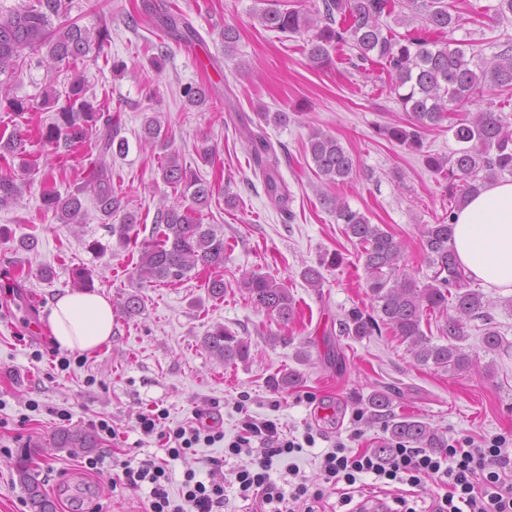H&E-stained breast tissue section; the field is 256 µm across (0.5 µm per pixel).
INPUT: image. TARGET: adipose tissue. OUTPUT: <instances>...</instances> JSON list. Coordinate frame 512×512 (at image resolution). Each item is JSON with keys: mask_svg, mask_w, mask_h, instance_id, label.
<instances>
[{"mask_svg": "<svg viewBox=\"0 0 512 512\" xmlns=\"http://www.w3.org/2000/svg\"><path fill=\"white\" fill-rule=\"evenodd\" d=\"M453 244L459 263L487 287L512 293V181L481 188L458 211ZM46 323L63 350L89 352L110 342V302L93 292L64 291L48 305Z\"/></svg>", "mask_w": 512, "mask_h": 512, "instance_id": "ef3b65f1", "label": "adipose tissue"}]
</instances>
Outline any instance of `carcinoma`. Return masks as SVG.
Instances as JSON below:
<instances>
[{
	"label": "carcinoma",
	"mask_w": 512,
	"mask_h": 512,
	"mask_svg": "<svg viewBox=\"0 0 512 512\" xmlns=\"http://www.w3.org/2000/svg\"><path fill=\"white\" fill-rule=\"evenodd\" d=\"M73 0H18L15 7L0 10V112L16 117L30 110L27 100L10 95V83L23 71L28 54L45 50L38 65L47 69L57 65L77 68L88 55L99 56L112 33L104 22L88 28L70 17ZM421 20V31L415 34L396 33L387 22L400 23L406 12ZM260 24L271 31L305 38L310 63L318 69L335 65L333 52L349 50L347 63L356 69L368 70L382 66L407 120L402 124L385 125L378 134L410 150L420 152L425 132L448 123V131L459 144L451 155H425L427 168L443 174L451 182L455 208L436 224H426L421 243L430 274L427 282L417 285L416 278L401 267L403 246L380 224H373L348 203L320 193L321 203L343 225L345 236L361 248L366 286L375 303L373 313L354 309L341 323L347 336H371L389 328L423 366L433 365L447 372L462 371L472 358L461 342L466 336V323L479 320L483 327V345L488 353L512 348L493 326L490 301L483 293L470 288L469 276L459 264L452 243L455 210L468 196L487 183L512 174V123L503 111L487 109L453 116L460 105L472 100L485 89L503 94L512 92V48L493 59L476 63L475 51L451 38L461 26L463 17L451 0H321V5H292L281 9L269 6L257 13ZM181 36L200 40L198 31L187 21L170 17L163 26L178 30ZM184 102L194 108L213 104L207 84L188 85L181 90ZM257 168L263 177L271 202L282 206L288 191L277 174L278 158L271 143L259 131L245 130ZM143 140L163 150L170 148L161 124L153 117L145 118ZM39 141L46 155L70 152L87 142L94 144L98 161L74 190L61 194L56 189L42 193L45 212L59 223L81 224L85 210L83 199L91 195L106 220L121 211V199L112 186V170L107 157L121 154L128 148L120 137L119 125L101 105L87 97L82 79L72 80L66 91V103L59 107L53 120L39 130ZM26 139L16 130L0 137V206L18 202L27 187L30 166L22 159ZM305 154L314 164L315 172L327 184L352 178L357 171L356 159L329 133L315 129L308 135ZM19 159V168L14 160ZM164 185L181 192L190 205H164L157 211L149 237L138 241L140 220L131 213L122 215L121 223L109 225L111 235L124 246L140 245L139 263L131 275L134 291L125 298L122 311L131 316L140 313V289L149 283L175 284L190 277L201 267L212 272L207 282L210 295L224 296V235L213 225L202 222V211L213 198L212 185L201 179L192 165L172 151L160 166ZM341 253L323 257L316 266H306L301 278L312 288L322 286V269L341 264ZM239 284L249 300L282 326L292 322L296 302L289 289L274 278L250 272L242 275ZM440 315L438 327L441 343H434L423 329L424 318ZM205 347L225 363L244 361L249 357L248 341L230 330L216 326L207 334ZM391 396L376 391L368 397L372 412L382 413L390 407ZM390 438L376 451L384 453L394 442L414 444L420 448H438L442 439L427 425L413 418L393 419L387 424ZM52 448H78L87 452L99 447L98 436L86 429H65L53 435ZM15 470L25 493L29 512H57L40 482L31 473L28 461L20 456Z\"/></svg>",
	"instance_id": "cac0c4a2"
}]
</instances>
